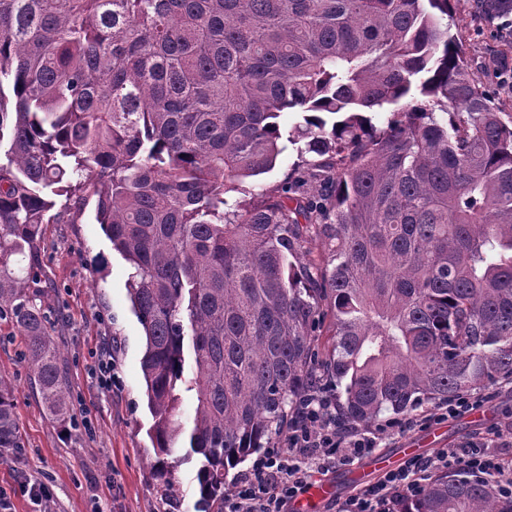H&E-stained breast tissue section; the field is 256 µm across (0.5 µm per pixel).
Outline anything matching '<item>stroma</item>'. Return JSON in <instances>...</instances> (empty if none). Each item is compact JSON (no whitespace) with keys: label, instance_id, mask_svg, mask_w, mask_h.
Masks as SVG:
<instances>
[{"label":"stroma","instance_id":"1","mask_svg":"<svg viewBox=\"0 0 512 512\" xmlns=\"http://www.w3.org/2000/svg\"><path fill=\"white\" fill-rule=\"evenodd\" d=\"M456 11L473 71L490 91H498V69H512L504 34L475 16L467 0H458ZM33 263L27 293L41 307L61 350L58 366L71 402L65 419L46 411L24 355V338L10 315L0 316V376L13 385L22 436L21 447L0 451V487L11 492L7 512H200L197 454L186 447L177 450L170 495H163L151 470L153 420L141 373L143 330L128 295L129 264L89 211L72 223L42 225ZM104 351L119 378L109 390L95 374ZM488 394L485 416L467 414L394 432L382 440L378 453L390 456L397 467L405 461V449L429 458L438 449L512 428V383L490 387ZM382 475L369 455L328 474H313L312 484L327 485L328 493L315 500L311 512H330L334 502ZM28 479L44 483L47 496L17 493L18 483Z\"/></svg>","mask_w":512,"mask_h":512}]
</instances>
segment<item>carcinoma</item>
I'll use <instances>...</instances> for the list:
<instances>
[{"label": "carcinoma", "mask_w": 512, "mask_h": 512, "mask_svg": "<svg viewBox=\"0 0 512 512\" xmlns=\"http://www.w3.org/2000/svg\"><path fill=\"white\" fill-rule=\"evenodd\" d=\"M456 25L455 0H0V313L50 413L70 391L15 265L88 207L132 269L153 473L171 488L188 434L203 512L314 388L375 426L512 381V123ZM288 143L293 174L237 198ZM20 447L0 379V448ZM397 512L512 499L441 470Z\"/></svg>", "instance_id": "obj_1"}]
</instances>
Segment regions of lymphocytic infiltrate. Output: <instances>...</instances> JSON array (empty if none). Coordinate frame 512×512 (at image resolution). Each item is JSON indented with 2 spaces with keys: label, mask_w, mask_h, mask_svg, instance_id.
Here are the masks:
<instances>
[{
  "label": "lymphocytic infiltrate",
  "mask_w": 512,
  "mask_h": 512,
  "mask_svg": "<svg viewBox=\"0 0 512 512\" xmlns=\"http://www.w3.org/2000/svg\"><path fill=\"white\" fill-rule=\"evenodd\" d=\"M402 427V421L393 419L369 428H340L329 390L308 393L286 445L275 444L258 453L225 495L224 512H288L289 504L308 490L313 473L353 464ZM511 447L512 436L498 433L440 449L428 459L410 458L362 493L337 503L336 512H394L399 497L416 493L434 469L455 465L476 476L493 477L500 494L510 495L512 466L499 451Z\"/></svg>",
  "instance_id": "obj_1"
}]
</instances>
